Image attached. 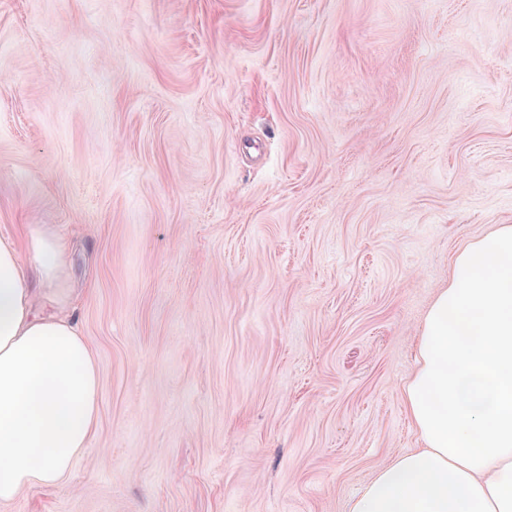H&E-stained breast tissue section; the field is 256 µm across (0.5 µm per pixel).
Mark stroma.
<instances>
[{"mask_svg": "<svg viewBox=\"0 0 512 512\" xmlns=\"http://www.w3.org/2000/svg\"><path fill=\"white\" fill-rule=\"evenodd\" d=\"M34 224L99 422L0 512H348L512 225V0H0V239Z\"/></svg>", "mask_w": 512, "mask_h": 512, "instance_id": "stroma-1", "label": "stroma"}]
</instances>
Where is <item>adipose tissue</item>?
Instances as JSON below:
<instances>
[{
  "label": "adipose tissue",
  "instance_id": "obj_1",
  "mask_svg": "<svg viewBox=\"0 0 512 512\" xmlns=\"http://www.w3.org/2000/svg\"><path fill=\"white\" fill-rule=\"evenodd\" d=\"M0 241V504L73 473L98 422L94 354L63 310L64 248ZM419 448L378 468L349 512H512V225L454 259L403 388Z\"/></svg>",
  "mask_w": 512,
  "mask_h": 512
}]
</instances>
